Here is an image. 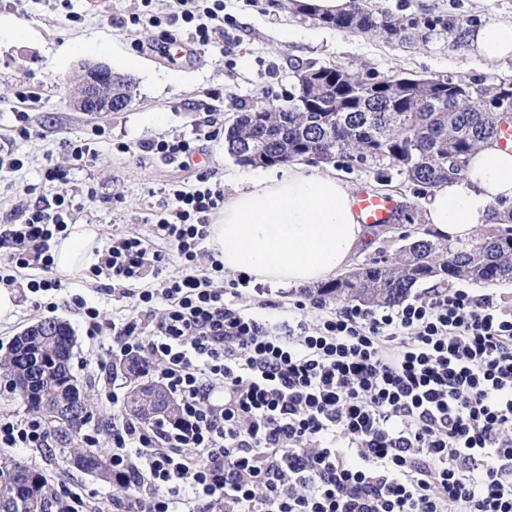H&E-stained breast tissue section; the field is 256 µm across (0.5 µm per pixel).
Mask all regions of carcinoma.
Returning a JSON list of instances; mask_svg holds the SVG:
<instances>
[{
  "instance_id": "obj_1",
  "label": "carcinoma",
  "mask_w": 512,
  "mask_h": 512,
  "mask_svg": "<svg viewBox=\"0 0 512 512\" xmlns=\"http://www.w3.org/2000/svg\"><path fill=\"white\" fill-rule=\"evenodd\" d=\"M338 31L356 29L388 39L412 40L429 21L398 18L373 7L367 0H349L336 15L317 17ZM295 94L278 104L270 100L237 113L224 129L227 152L245 166L288 164L300 158L347 165L384 163L404 174L427 196L442 182L458 179L474 150L488 140H500L505 122L480 99L467 97L469 88L483 95L512 100V75L473 85L443 77L402 76L365 80L342 65L309 62L297 69ZM121 99L114 111L128 108L134 98L130 78L118 74L113 82ZM255 144L265 157L244 156L241 147ZM407 244L396 259L379 256L342 278L316 289L317 301L334 299L382 307L409 297L412 288L428 279L454 280L496 286L512 283V208L503 207L495 228L466 244L452 245L424 237L403 236ZM40 329L49 340L36 343L29 332L18 336L8 355L0 358V381L30 413L76 411L61 422H49L73 468L106 483L123 487L112 478L108 457L99 448L86 447L82 428L94 413L89 395L71 368L76 343L71 328L57 319H45ZM121 370L129 382L127 410L146 422L161 412L172 419L175 400L163 389L140 382L143 363L127 359ZM0 512H66L54 485L39 469L0 452Z\"/></svg>"
}]
</instances>
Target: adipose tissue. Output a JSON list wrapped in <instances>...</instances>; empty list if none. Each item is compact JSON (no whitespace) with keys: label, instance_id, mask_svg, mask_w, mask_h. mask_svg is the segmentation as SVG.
<instances>
[{"label":"adipose tissue","instance_id":"obj_1","mask_svg":"<svg viewBox=\"0 0 512 512\" xmlns=\"http://www.w3.org/2000/svg\"><path fill=\"white\" fill-rule=\"evenodd\" d=\"M473 51L495 62L512 59V23H489L469 36ZM512 202V148L481 144L462 178L434 188L425 221L439 239L463 242L477 228L498 222L499 202ZM353 191L330 172L298 164L277 176L263 170L247 178L211 226L210 240L224 268L279 287L315 285L349 266L371 244L374 229L359 223ZM98 233L72 224L53 239L55 270L74 276L90 267Z\"/></svg>","mask_w":512,"mask_h":512}]
</instances>
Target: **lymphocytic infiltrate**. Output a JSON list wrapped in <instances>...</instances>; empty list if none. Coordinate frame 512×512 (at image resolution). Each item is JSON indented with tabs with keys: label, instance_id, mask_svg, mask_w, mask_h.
I'll return each mask as SVG.
<instances>
[{
	"label": "lymphocytic infiltrate",
	"instance_id": "obj_1",
	"mask_svg": "<svg viewBox=\"0 0 512 512\" xmlns=\"http://www.w3.org/2000/svg\"><path fill=\"white\" fill-rule=\"evenodd\" d=\"M192 38L213 40L224 0H178ZM173 190L153 240L113 242L92 270L133 314L113 356L142 357L178 405L147 428L114 421L112 471L123 512H512V305L465 288L409 302L318 311L278 336L199 271L209 216L224 202L209 174ZM65 196L0 226L30 292L60 291L48 243ZM182 273L164 274L171 260ZM153 277L155 287H140ZM38 416L0 417V448H47Z\"/></svg>",
	"mask_w": 512,
	"mask_h": 512
}]
</instances>
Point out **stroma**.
Listing matches in <instances>:
<instances>
[{
  "label": "stroma",
  "mask_w": 512,
  "mask_h": 512,
  "mask_svg": "<svg viewBox=\"0 0 512 512\" xmlns=\"http://www.w3.org/2000/svg\"><path fill=\"white\" fill-rule=\"evenodd\" d=\"M390 13L429 19L430 28L408 43L378 35L341 32L305 15L283 9L279 0H224L227 22L214 42L200 47L182 22L176 21L175 0H0V21H16L30 31L25 39L0 35V139L14 141L22 162L15 171H0V224L17 223L23 210L64 195L72 198L75 223L95 225L102 247L124 235L151 236L154 224L169 213L172 184L189 190L196 177L216 172L224 193L241 187L249 167L238 164L224 147L222 130L239 112L259 98L284 100L295 87L294 68L308 60L341 64L364 77L440 76L460 83L488 81L512 74V59L491 63L470 47L448 46L450 24L467 31L495 22L512 23V0H370ZM152 14L163 25L135 26L130 16ZM100 64L127 74L135 82V98L127 110L92 114L73 103L75 79L85 64ZM36 91L37 102L20 104V86ZM25 111L31 135L17 137V111ZM217 114L221 131L199 138L208 114ZM88 140L85 162L73 164L64 139ZM190 139L197 161L191 168L159 154L139 151L140 143ZM130 152H123V145ZM70 168L66 184L44 181L48 163ZM338 178L353 191L367 190L411 207L413 221L376 228L371 249L352 260L361 265L371 257L396 256L401 237L426 230L424 198L397 170L368 164L353 169L336 162ZM94 188L95 200L84 192ZM12 250L0 248V274L15 275L17 308L10 321H0V355L27 327L46 318L68 322L76 338L73 372L91 394L95 415L126 417L124 404L108 402L96 379V358L108 353L110 337L90 339L68 305L80 295L100 311L103 324L128 316L123 303L98 290L92 273L70 278L61 292L37 297L26 284L39 269L15 270ZM301 287L274 288L249 284L239 288L236 307L287 334L294 305L305 300ZM14 456L41 467L55 484L80 493L91 506L111 507L114 489L70 468L59 449L17 448Z\"/></svg>",
  "instance_id": "35a3bbf8"
}]
</instances>
